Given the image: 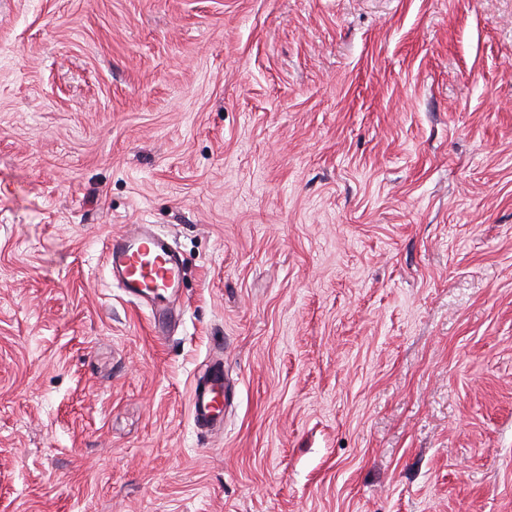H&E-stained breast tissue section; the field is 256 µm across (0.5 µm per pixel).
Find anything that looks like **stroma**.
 Here are the masks:
<instances>
[{
	"mask_svg": "<svg viewBox=\"0 0 512 512\" xmlns=\"http://www.w3.org/2000/svg\"><path fill=\"white\" fill-rule=\"evenodd\" d=\"M0 512H512V0H0ZM106 263L132 295L164 298L180 287L181 267L169 244L143 224L113 237L106 245ZM150 288V289H148ZM224 363L214 364L206 376L197 380L190 393V413L201 431L222 420L224 406Z\"/></svg>",
	"mask_w": 512,
	"mask_h": 512,
	"instance_id": "1",
	"label": "stroma"
}]
</instances>
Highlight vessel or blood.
Here are the masks:
<instances>
[{"label":"vessel or blood","instance_id":"1","mask_svg":"<svg viewBox=\"0 0 512 512\" xmlns=\"http://www.w3.org/2000/svg\"><path fill=\"white\" fill-rule=\"evenodd\" d=\"M106 263L119 276L130 294L153 300L164 298L180 286L181 267L168 243L148 231L145 225L113 237L106 246ZM224 366L214 364L197 380L190 393V413L194 424L206 429L223 416Z\"/></svg>","mask_w":512,"mask_h":512}]
</instances>
